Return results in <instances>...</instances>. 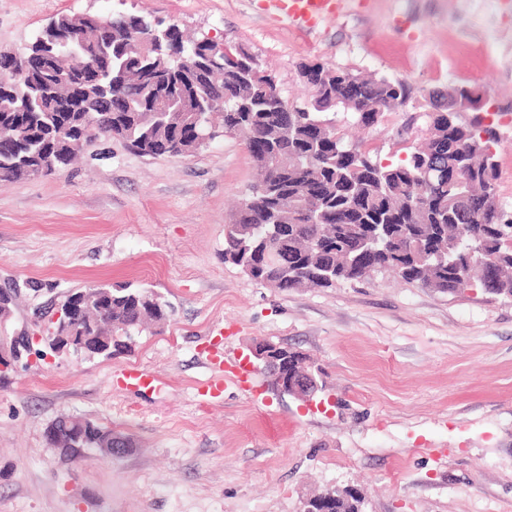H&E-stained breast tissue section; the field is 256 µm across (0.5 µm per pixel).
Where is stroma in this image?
<instances>
[{
    "mask_svg": "<svg viewBox=\"0 0 512 512\" xmlns=\"http://www.w3.org/2000/svg\"><path fill=\"white\" fill-rule=\"evenodd\" d=\"M77 12L243 46L289 102L309 61L405 81L411 98L376 127L336 113L349 142L384 162L427 137L430 91L479 86L512 212V0H343L310 34L265 0H0V51H24L52 17ZM253 179L227 135L186 158L100 138L51 175L0 184V288L20 294L11 329L53 318L90 284L148 286L170 306L128 353L37 360L0 383V512H303L335 489L361 494L365 512H512V299L388 272L321 289L256 283L224 261V226ZM217 335L229 362L264 340L303 353L324 390L305 402L261 372L266 406L230 384L200 396L201 345ZM132 366L161 389L113 385ZM60 416L130 446L67 456L45 435Z\"/></svg>",
    "mask_w": 512,
    "mask_h": 512,
    "instance_id": "obj_1",
    "label": "stroma"
}]
</instances>
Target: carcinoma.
Here are the masks:
<instances>
[{
  "mask_svg": "<svg viewBox=\"0 0 512 512\" xmlns=\"http://www.w3.org/2000/svg\"><path fill=\"white\" fill-rule=\"evenodd\" d=\"M73 33L53 48L38 39L24 54L29 70L0 90V183L47 176L71 164L89 134L123 141L139 154L180 157L236 132L257 181L224 225V262L272 288H330L390 271L407 283L457 294L474 283L512 299V214L498 203V140L475 116L448 123L429 112L421 147L384 163L346 141L328 115L350 112L365 129L406 102L402 80L364 77L318 61L301 66L309 101L287 107L273 96V77L243 47L226 46L219 66L211 41L155 27L150 44L132 28L143 16L118 15L112 35L53 18ZM207 85L215 105L197 103ZM329 139L313 143L309 126ZM488 138H483L482 134ZM467 183L470 218L459 234L448 166ZM112 305L95 317L112 326V349H131L144 323L168 319V305L148 287L111 288ZM327 512H360L350 491L327 493Z\"/></svg>",
  "mask_w": 512,
  "mask_h": 512,
  "instance_id": "obj_1",
  "label": "carcinoma"
}]
</instances>
